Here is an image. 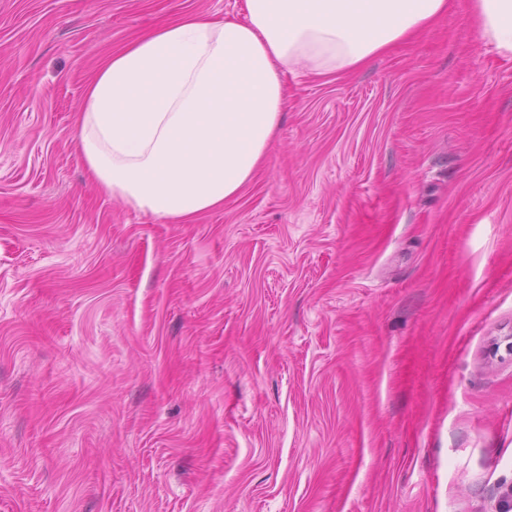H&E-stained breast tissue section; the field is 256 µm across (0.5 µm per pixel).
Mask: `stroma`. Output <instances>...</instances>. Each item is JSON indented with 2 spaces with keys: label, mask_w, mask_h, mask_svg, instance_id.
I'll return each mask as SVG.
<instances>
[{
  "label": "stroma",
  "mask_w": 512,
  "mask_h": 512,
  "mask_svg": "<svg viewBox=\"0 0 512 512\" xmlns=\"http://www.w3.org/2000/svg\"><path fill=\"white\" fill-rule=\"evenodd\" d=\"M241 0H0V512H503L512 60L471 0L285 74L263 168L183 223L77 144L111 52Z\"/></svg>",
  "instance_id": "obj_1"
}]
</instances>
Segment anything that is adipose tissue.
<instances>
[{
    "label": "adipose tissue",
    "instance_id": "1",
    "mask_svg": "<svg viewBox=\"0 0 512 512\" xmlns=\"http://www.w3.org/2000/svg\"><path fill=\"white\" fill-rule=\"evenodd\" d=\"M453 0H242L241 17L188 13L112 52L88 85L78 138L113 198L189 222L262 166L302 69L349 74L432 26ZM473 25L512 59V0H472Z\"/></svg>",
    "mask_w": 512,
    "mask_h": 512
}]
</instances>
